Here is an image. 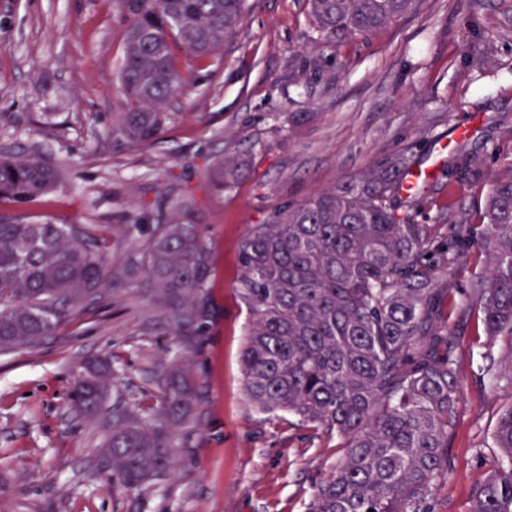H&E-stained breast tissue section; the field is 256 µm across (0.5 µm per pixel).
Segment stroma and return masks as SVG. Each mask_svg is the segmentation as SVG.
<instances>
[{"label": "stroma", "mask_w": 512, "mask_h": 512, "mask_svg": "<svg viewBox=\"0 0 512 512\" xmlns=\"http://www.w3.org/2000/svg\"><path fill=\"white\" fill-rule=\"evenodd\" d=\"M126 31L117 0H0V153L36 154L61 172L40 201L0 212L90 228L108 277L94 310L37 346L0 353V512H306L342 442L246 399L241 243L276 208L401 152L432 172L414 223H476L493 178L512 172V0H418L388 27L334 46L308 0H247L209 64L180 59L186 85L160 138L141 146L112 133L126 109ZM243 154L250 173L216 188L212 161ZM172 221L200 226L214 269L219 315L195 358L202 424L176 448L175 472L143 493L116 492L98 465L103 435L69 392L84 361L107 357L119 391L158 406L152 377L180 347L141 272L123 270ZM484 265L470 251L448 281L464 394L435 512H468L496 455L488 432L512 398L506 366L497 389L483 371L464 296Z\"/></svg>", "instance_id": "stroma-1"}]
</instances>
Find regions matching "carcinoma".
Returning <instances> with one entry per match:
<instances>
[{
  "label": "carcinoma",
  "instance_id": "carcinoma-1",
  "mask_svg": "<svg viewBox=\"0 0 512 512\" xmlns=\"http://www.w3.org/2000/svg\"><path fill=\"white\" fill-rule=\"evenodd\" d=\"M128 28L119 75L127 110L112 130L131 145L155 141L165 105L183 85L178 52L205 59L240 25L245 0H118ZM416 0H310L327 43L369 35ZM404 153L274 212L240 252L239 296L249 314L241 352L248 401L285 412L301 428L345 438L334 472L316 484L307 512H434L448 480V438L460 421L463 379L448 338V309L464 248L488 254L466 298L512 369V172L491 184L480 223L447 237L413 223L416 194ZM250 159L218 160V187L240 180ZM59 169L31 155L0 157V202L25 205L53 191ZM143 268L151 297L189 350L159 373L160 408L115 396L104 360L82 367L72 397L103 430L99 457L118 483L140 491L168 475L181 435L197 431L204 392L191 355L215 317L212 262L196 224H160ZM97 240L75 224L0 214V351L35 346L103 299ZM497 449L469 512H512V401L499 408Z\"/></svg>",
  "mask_w": 512,
  "mask_h": 512
}]
</instances>
